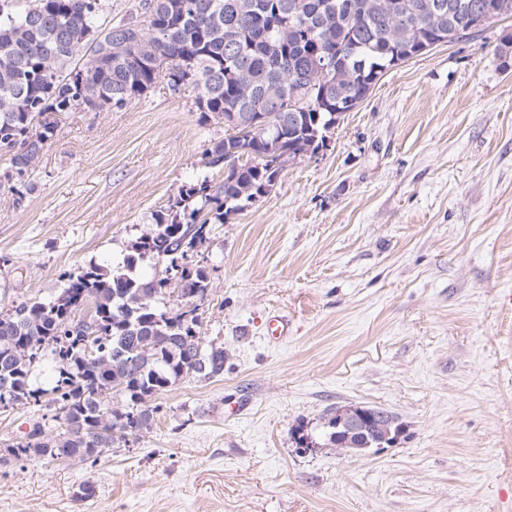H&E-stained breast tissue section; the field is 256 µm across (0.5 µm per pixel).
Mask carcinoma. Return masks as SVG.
<instances>
[{
  "label": "carcinoma",
  "mask_w": 512,
  "mask_h": 512,
  "mask_svg": "<svg viewBox=\"0 0 512 512\" xmlns=\"http://www.w3.org/2000/svg\"><path fill=\"white\" fill-rule=\"evenodd\" d=\"M156 2L142 39L141 12ZM512 0H468L497 19ZM103 0H29L11 8L0 0V155L25 177L54 136V114L103 111L147 94L159 81L195 91L200 120L224 112H276L297 92L309 104L283 130V148L301 159L316 150L337 106L353 110L401 58L466 36L468 14H448L438 0H140V12L114 24ZM405 22L391 20V6ZM103 52L112 64L90 63ZM170 59L166 73L149 64ZM276 131L249 140L214 141L203 157L267 151ZM282 169L266 159L222 180L208 176L169 199L153 225L126 247L117 263H89L67 275L51 301L23 302L0 311V397L39 404L49 395L62 411L64 432L43 436L35 422L10 444L16 459L93 463L127 435L151 429L154 398L176 381L210 380L224 372V349L200 341L199 309L207 296L206 268L197 260L213 225L251 202ZM158 261L151 276L142 267ZM180 305L169 308L167 296ZM90 309L89 320L77 313ZM51 386L34 385L33 368L45 352ZM368 428L396 421L362 406Z\"/></svg>",
  "instance_id": "cac0c4a2"
}]
</instances>
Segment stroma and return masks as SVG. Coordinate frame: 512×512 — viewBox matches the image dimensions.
Segmentation results:
<instances>
[{
    "label": "stroma",
    "instance_id": "stroma-1",
    "mask_svg": "<svg viewBox=\"0 0 512 512\" xmlns=\"http://www.w3.org/2000/svg\"><path fill=\"white\" fill-rule=\"evenodd\" d=\"M509 33L512 16L391 69L328 150L214 225L200 332L223 375L169 387L151 430L96 463L0 462V512H512ZM198 118L162 81L62 114L21 200L0 157V311L121 260L205 174L224 128ZM340 405L390 411L398 441L338 455L322 427ZM55 414L0 411V447L36 420L58 434Z\"/></svg>",
    "mask_w": 512,
    "mask_h": 512
}]
</instances>
